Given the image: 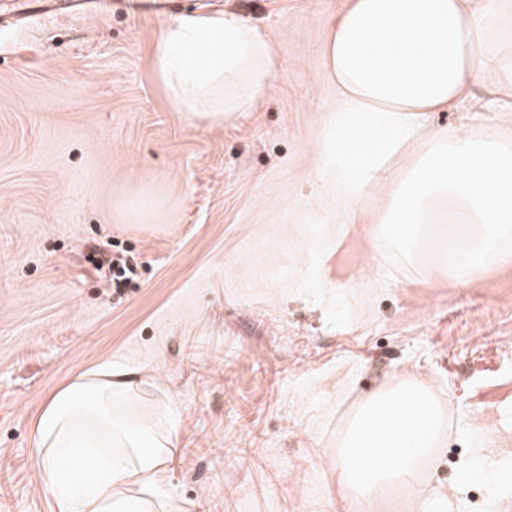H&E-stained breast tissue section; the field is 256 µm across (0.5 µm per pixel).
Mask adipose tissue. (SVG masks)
Segmentation results:
<instances>
[{"mask_svg":"<svg viewBox=\"0 0 512 512\" xmlns=\"http://www.w3.org/2000/svg\"><path fill=\"white\" fill-rule=\"evenodd\" d=\"M327 72L340 93L336 190L387 195L373 237L414 257L448 247L450 277L478 283L512 240V142L497 129L424 131L423 112L454 111L484 81L512 112V0H350L331 23ZM155 66L173 107L223 125L252 109L278 59L267 30L231 12L168 21ZM416 145L411 166L391 160ZM132 372L79 376L38 419L34 468L58 512H176L164 476L170 420H131ZM447 409L426 385L388 382L363 397L339 442V485L368 501L411 482L443 444Z\"/></svg>","mask_w":512,"mask_h":512,"instance_id":"ef3b65f1","label":"adipose tissue"}]
</instances>
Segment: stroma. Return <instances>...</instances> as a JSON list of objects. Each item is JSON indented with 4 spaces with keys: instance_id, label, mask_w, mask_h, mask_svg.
<instances>
[{
    "instance_id": "obj_1",
    "label": "stroma",
    "mask_w": 512,
    "mask_h": 512,
    "mask_svg": "<svg viewBox=\"0 0 512 512\" xmlns=\"http://www.w3.org/2000/svg\"><path fill=\"white\" fill-rule=\"evenodd\" d=\"M348 0H106L0 22V512H54L35 424L77 376L139 372L168 417L166 482L191 512H512V252L477 285L366 229L382 207L329 182L339 93L325 65ZM231 10L279 67L254 111L214 127L172 109L163 24ZM479 83L422 126L512 125ZM134 257L106 284L91 250ZM412 378L446 402L444 444L379 506L343 492L336 446L361 397Z\"/></svg>"
}]
</instances>
